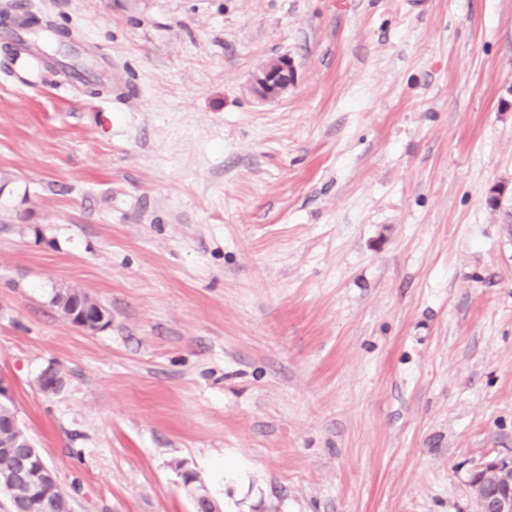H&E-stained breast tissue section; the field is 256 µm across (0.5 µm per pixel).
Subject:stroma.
<instances>
[{
  "instance_id": "stroma-1",
  "label": "stroma",
  "mask_w": 512,
  "mask_h": 512,
  "mask_svg": "<svg viewBox=\"0 0 512 512\" xmlns=\"http://www.w3.org/2000/svg\"><path fill=\"white\" fill-rule=\"evenodd\" d=\"M18 25L54 44L0 41V378L74 512H194L189 471L221 512H477L512 456V0H0ZM296 70L291 58L282 56L265 63L255 74L254 92L263 100L279 98L295 82ZM479 512H512V458L483 463L471 476Z\"/></svg>"
}]
</instances>
